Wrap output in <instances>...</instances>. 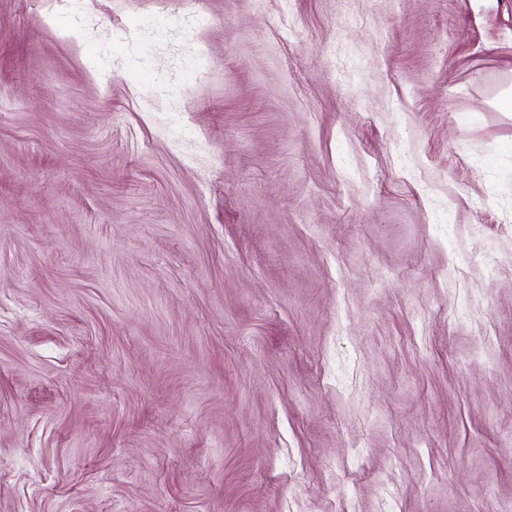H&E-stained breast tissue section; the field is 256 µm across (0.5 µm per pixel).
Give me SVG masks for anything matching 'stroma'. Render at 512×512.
I'll return each mask as SVG.
<instances>
[{
  "label": "stroma",
  "instance_id": "obj_1",
  "mask_svg": "<svg viewBox=\"0 0 512 512\" xmlns=\"http://www.w3.org/2000/svg\"><path fill=\"white\" fill-rule=\"evenodd\" d=\"M512 0H0V512H512Z\"/></svg>",
  "mask_w": 512,
  "mask_h": 512
}]
</instances>
